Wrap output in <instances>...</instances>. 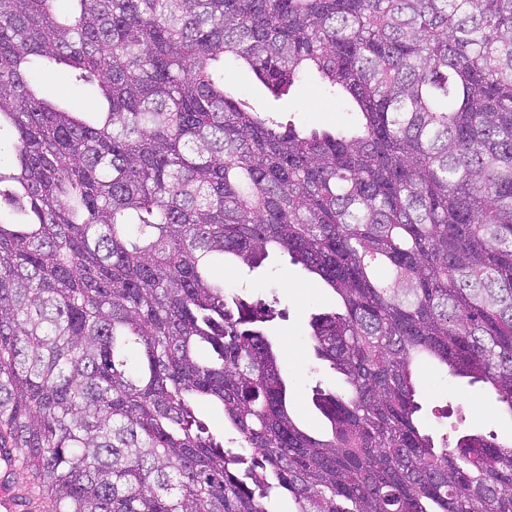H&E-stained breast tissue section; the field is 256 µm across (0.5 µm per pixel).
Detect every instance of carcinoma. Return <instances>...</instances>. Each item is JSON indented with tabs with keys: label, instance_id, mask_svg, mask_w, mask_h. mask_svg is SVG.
<instances>
[{
	"label": "carcinoma",
	"instance_id": "carcinoma-1",
	"mask_svg": "<svg viewBox=\"0 0 512 512\" xmlns=\"http://www.w3.org/2000/svg\"><path fill=\"white\" fill-rule=\"evenodd\" d=\"M0 0V454L48 512H512V444L422 429L416 362L512 417V0ZM315 71L357 116L300 132L224 91ZM33 57L97 82L39 96ZM278 251L339 309L343 392L298 425L215 259ZM219 406L230 436L209 430Z\"/></svg>",
	"mask_w": 512,
	"mask_h": 512
}]
</instances>
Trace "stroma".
Wrapping results in <instances>:
<instances>
[{
	"mask_svg": "<svg viewBox=\"0 0 512 512\" xmlns=\"http://www.w3.org/2000/svg\"><path fill=\"white\" fill-rule=\"evenodd\" d=\"M30 70L44 98L84 112L98 111L96 84L80 81L68 66L35 57ZM224 86L229 96L247 101L255 110L272 113L281 122L332 130H345L353 123L343 101L331 95L314 72L306 73L288 94L276 99L249 69L229 56L224 60ZM213 273L242 296L276 299L282 316L268 324L267 332L282 352L288 394L302 423L311 430L321 429L322 417L311 402L313 389H336L339 379L317 359L308 332L312 316L335 310L334 296L302 266L282 258L270 259L251 272L217 265ZM423 379L421 422L427 431L443 434L453 425L454 415L463 414L470 429L497 434L503 444L512 442V421L492 411L491 395L429 368L424 369Z\"/></svg>",
	"mask_w": 512,
	"mask_h": 512,
	"instance_id": "obj_1",
	"label": "stroma"
}]
</instances>
